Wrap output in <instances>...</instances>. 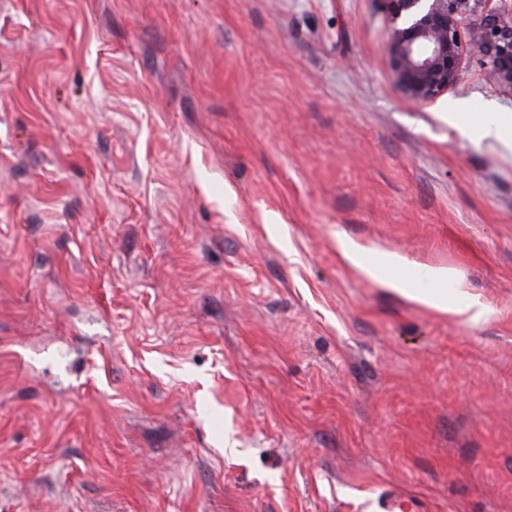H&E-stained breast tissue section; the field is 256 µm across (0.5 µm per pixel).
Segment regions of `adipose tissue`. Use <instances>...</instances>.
Segmentation results:
<instances>
[{
	"label": "adipose tissue",
	"mask_w": 512,
	"mask_h": 512,
	"mask_svg": "<svg viewBox=\"0 0 512 512\" xmlns=\"http://www.w3.org/2000/svg\"><path fill=\"white\" fill-rule=\"evenodd\" d=\"M339 251L345 261L365 276L379 279L389 290L404 299L426 305L431 309L451 316H466L469 313L483 314L484 306L477 299L467 298L463 292L448 294L435 290H421L408 287L406 281L392 276L391 270L396 262L392 257H384L378 264L369 265L361 260L359 250L350 246H340Z\"/></svg>",
	"instance_id": "adipose-tissue-1"
}]
</instances>
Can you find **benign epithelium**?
<instances>
[{
	"mask_svg": "<svg viewBox=\"0 0 512 512\" xmlns=\"http://www.w3.org/2000/svg\"><path fill=\"white\" fill-rule=\"evenodd\" d=\"M392 20L385 53L400 94L425 103L456 84L464 56L490 66L512 93V6L491 0H383Z\"/></svg>",
	"mask_w": 512,
	"mask_h": 512,
	"instance_id": "obj_1",
	"label": "benign epithelium"
}]
</instances>
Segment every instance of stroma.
<instances>
[{
    "label": "stroma",
    "instance_id": "35a3bbf8",
    "mask_svg": "<svg viewBox=\"0 0 512 512\" xmlns=\"http://www.w3.org/2000/svg\"><path fill=\"white\" fill-rule=\"evenodd\" d=\"M390 29L0 0V512H512V95L405 100ZM339 251L343 259L360 273L367 277L377 278L389 290L410 302L423 304L439 313L457 317L468 316L471 311L475 310L468 316L470 320L476 319L484 312V305L475 298H467L462 289H458L456 293L448 294L435 290L409 288L405 280L383 274V270H390L397 266L392 257H384L377 265H369L362 262L359 250L341 244Z\"/></svg>",
    "mask_w": 512,
    "mask_h": 512
}]
</instances>
